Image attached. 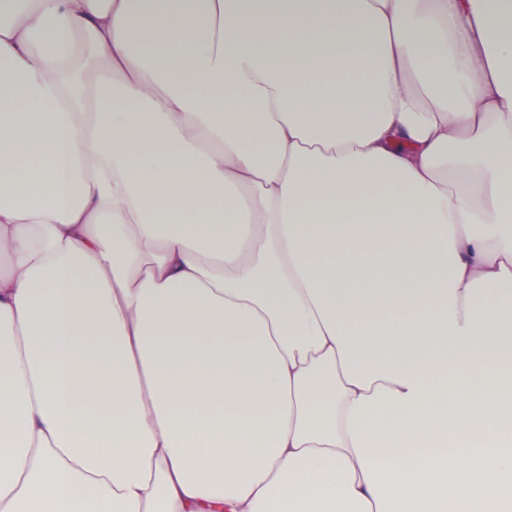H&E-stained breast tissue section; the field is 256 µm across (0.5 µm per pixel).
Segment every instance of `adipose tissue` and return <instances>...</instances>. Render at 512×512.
<instances>
[{
	"instance_id": "1",
	"label": "adipose tissue",
	"mask_w": 512,
	"mask_h": 512,
	"mask_svg": "<svg viewBox=\"0 0 512 512\" xmlns=\"http://www.w3.org/2000/svg\"><path fill=\"white\" fill-rule=\"evenodd\" d=\"M0 512H512V0H0Z\"/></svg>"
}]
</instances>
